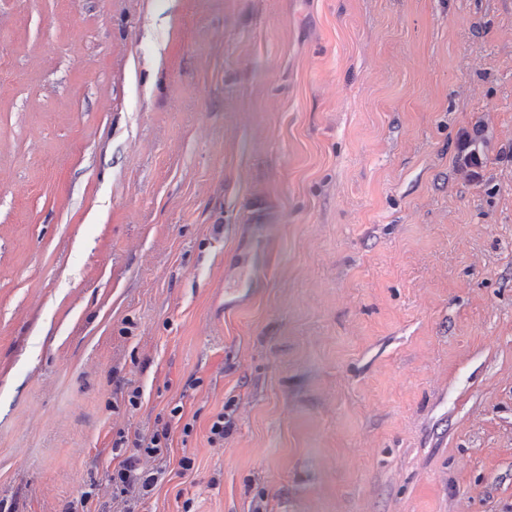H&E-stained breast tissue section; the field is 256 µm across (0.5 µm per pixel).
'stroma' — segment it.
I'll use <instances>...</instances> for the list:
<instances>
[{
	"instance_id": "1",
	"label": "stroma",
	"mask_w": 512,
	"mask_h": 512,
	"mask_svg": "<svg viewBox=\"0 0 512 512\" xmlns=\"http://www.w3.org/2000/svg\"><path fill=\"white\" fill-rule=\"evenodd\" d=\"M85 492L512 512V0H0V512ZM481 132L478 128L464 130L459 137V150L455 163L471 179H476L486 165V158L476 146ZM172 443L171 426L166 423L147 437H140L135 442V452L118 461L112 468V484L121 494L144 496L157 484L154 473L142 469V462L148 459L162 458L168 454Z\"/></svg>"
}]
</instances>
